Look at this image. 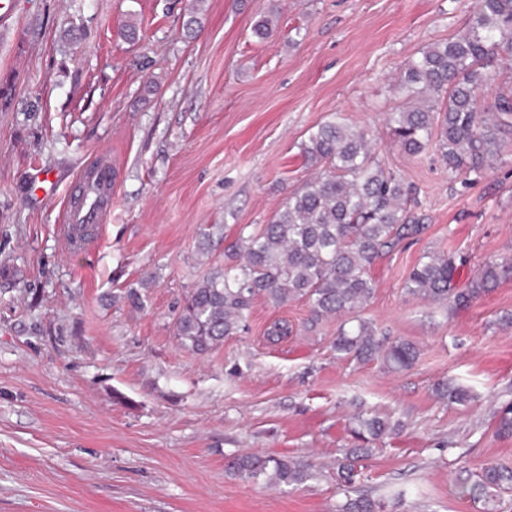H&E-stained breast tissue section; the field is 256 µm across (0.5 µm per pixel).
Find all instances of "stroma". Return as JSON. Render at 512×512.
Listing matches in <instances>:
<instances>
[{
  "instance_id": "1",
  "label": "stroma",
  "mask_w": 512,
  "mask_h": 512,
  "mask_svg": "<svg viewBox=\"0 0 512 512\" xmlns=\"http://www.w3.org/2000/svg\"><path fill=\"white\" fill-rule=\"evenodd\" d=\"M476 3L203 0L190 34L189 0H0V512H334L330 466L355 447L360 411L399 428L374 441L351 496L388 512H512V489L488 505L455 487L460 471L512 467L493 416L512 401V278L448 316L403 289L430 251L464 257L463 285L512 258V143L469 185L437 152L400 151L385 124L403 64L456 37ZM334 112L418 190L424 229L377 262L362 311L418 361L337 359L339 318L308 326L302 301L256 300L246 333L204 356L182 348L185 294L309 176L299 146ZM100 151L112 210L73 252L65 195ZM213 224L224 238L202 250ZM148 277L130 309L125 289ZM278 319L293 331L273 343ZM448 379L469 405L438 398ZM246 451L315 476L274 489L229 477Z\"/></svg>"
}]
</instances>
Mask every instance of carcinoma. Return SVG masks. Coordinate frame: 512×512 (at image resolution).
Here are the masks:
<instances>
[{
	"instance_id": "carcinoma-1",
	"label": "carcinoma",
	"mask_w": 512,
	"mask_h": 512,
	"mask_svg": "<svg viewBox=\"0 0 512 512\" xmlns=\"http://www.w3.org/2000/svg\"><path fill=\"white\" fill-rule=\"evenodd\" d=\"M512 69V0H478L462 34L431 43L409 59L394 86L403 100L387 113L393 144L416 156L431 148L453 173L480 175L498 160L505 137L512 134V93L499 94L478 110V92L490 70ZM305 165L316 172L289 193L266 224L244 225L224 253V265L204 275L185 294L174 322L179 345L205 355L224 339L248 330L247 313L257 299L274 307L291 301L308 304L310 326L331 316H344L336 332V358L367 363L380 360L399 372L418 358L416 345L391 340L358 309L375 294L371 270L405 239L420 232L419 218L408 208L411 189L375 158L373 139L361 127L342 122L338 113L319 124L300 144ZM464 260L453 253L428 252L409 272L405 292L440 309L468 306L512 277V258L485 263L467 288L455 287ZM438 396L466 405L471 391L443 383ZM497 431L512 434V403L496 411ZM355 439L368 443L395 431L399 424L376 415L357 414ZM373 449H348L336 459L333 475L346 493L336 512H385V502L349 496L359 476L358 462ZM226 472L242 480H264L271 486L300 485L313 478L312 466L288 456L259 453L230 459ZM512 486V469L484 468L479 480L457 478L463 493L495 500Z\"/></svg>"
}]
</instances>
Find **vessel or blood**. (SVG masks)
Masks as SVG:
<instances>
[{"label": "vessel or blood", "instance_id": "1", "mask_svg": "<svg viewBox=\"0 0 512 512\" xmlns=\"http://www.w3.org/2000/svg\"><path fill=\"white\" fill-rule=\"evenodd\" d=\"M112 158L92 157L81 170L68 204V227L102 224L112 209Z\"/></svg>", "mask_w": 512, "mask_h": 512}]
</instances>
